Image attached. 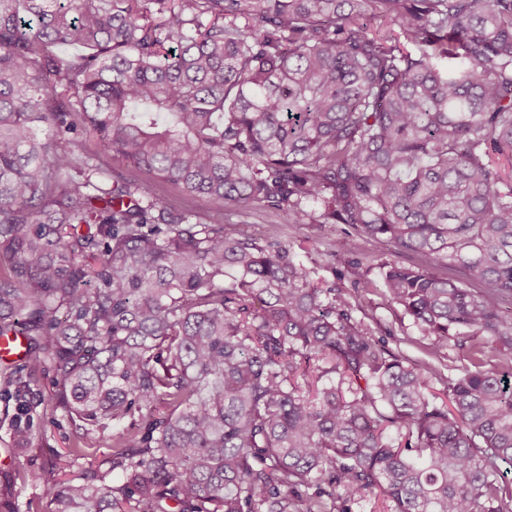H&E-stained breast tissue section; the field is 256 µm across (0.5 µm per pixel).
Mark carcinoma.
<instances>
[{
	"mask_svg": "<svg viewBox=\"0 0 512 512\" xmlns=\"http://www.w3.org/2000/svg\"><path fill=\"white\" fill-rule=\"evenodd\" d=\"M495 154L512 162V0H0V336L27 348L0 393L53 373L70 454L107 449L90 476L22 482L49 512H351L369 493L512 512ZM101 156L224 209L163 205ZM241 205L414 258L382 285L433 348L463 335L450 406L428 398L441 370L388 349L277 226L225 234Z\"/></svg>",
	"mask_w": 512,
	"mask_h": 512,
	"instance_id": "1",
	"label": "carcinoma"
}]
</instances>
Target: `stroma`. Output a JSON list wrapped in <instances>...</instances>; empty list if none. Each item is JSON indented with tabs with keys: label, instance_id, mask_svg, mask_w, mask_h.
I'll list each match as a JSON object with an SVG mask.
<instances>
[{
	"label": "stroma",
	"instance_id": "1",
	"mask_svg": "<svg viewBox=\"0 0 512 512\" xmlns=\"http://www.w3.org/2000/svg\"><path fill=\"white\" fill-rule=\"evenodd\" d=\"M141 180L150 194L163 204L200 214L218 209V201L205 196H187L176 185L160 182L149 175ZM248 224L256 233L269 226H279L281 238L292 247L297 260L311 273L315 283L322 286L339 285L345 294L356 301V315L364 320L378 338L393 351L413 359L427 356L429 337L422 327L401 308L390 304L383 293L380 266L397 260L391 245L359 242L356 249L342 251V232L328 231L320 224H287L278 212L271 209L240 208L226 213L225 232L238 225ZM359 260L357 274L348 271L351 260ZM26 409L5 405L0 400V512H44L46 501L41 488L22 484L19 473L53 466L54 477L68 478L76 470L95 469L97 456L74 458L69 450L74 443L75 429L62 412L52 410L50 398L55 391L52 374L37 373ZM31 422L33 435L26 451L13 452L11 422L13 418Z\"/></svg>",
	"mask_w": 512,
	"mask_h": 512
}]
</instances>
